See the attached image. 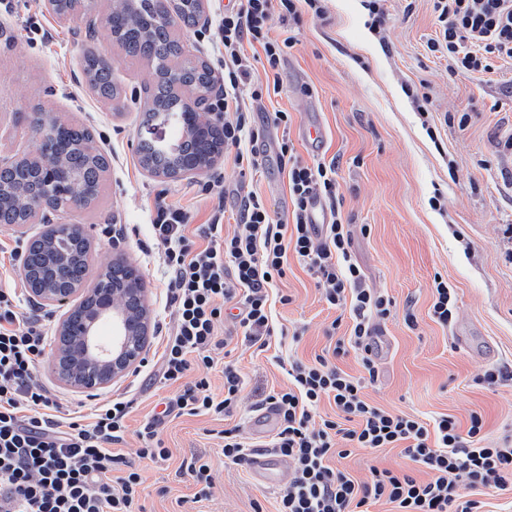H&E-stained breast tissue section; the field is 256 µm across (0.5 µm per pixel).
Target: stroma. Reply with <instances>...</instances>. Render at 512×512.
Returning <instances> with one entry per match:
<instances>
[{
	"mask_svg": "<svg viewBox=\"0 0 512 512\" xmlns=\"http://www.w3.org/2000/svg\"><path fill=\"white\" fill-rule=\"evenodd\" d=\"M0 10V152L35 149L38 139L30 108L41 105L68 113L94 129L96 144L109 160L101 197L74 213L72 222L91 236L89 277L101 266L124 259L138 267L144 301L153 320L166 317L161 271L139 242L150 239L149 224L158 194L188 210L192 225L207 223L215 199L197 188L211 176L224 177V228L233 230L236 201L260 193L277 214L292 210L288 180L276 156L254 180H242L232 159L217 157L193 176H149L136 150L142 104L133 92L152 73L143 60L125 59L106 25L93 38L111 57L123 96L107 104L83 80L84 32L59 23L44 0H12ZM323 20L303 14L293 31L298 39L281 70L278 95L254 107L256 122L283 110L291 121L288 137L306 163L336 160L342 217L352 234V257L367 283L396 301L391 318L378 332L384 349L379 378L367 389L371 401L423 419L455 416L468 426L481 413L488 439L512 436V379L494 387L476 384L482 370L512 372V61L498 62L491 74L449 76L445 62L428 56L426 43L437 25L431 0H383L386 33L378 35L365 0H324ZM425 87L434 102L421 118L406 88ZM322 123L326 140L321 154L302 139L307 114ZM113 225L104 236V225ZM281 284L292 295L276 305L278 324L299 331L296 342L278 347L279 355L308 361L328 343L325 328L334 317L310 275L296 259ZM442 274L454 289L457 315L442 326L431 320V285ZM417 319L405 323L406 313ZM246 387L237 419L248 427L257 401L287 385L283 372L266 355L240 348L235 352ZM130 376L101 390V397L129 391ZM133 391V390H130ZM135 409L122 453L138 468L145 512H176L191 501L192 512H252L261 502L274 512L277 489L258 486L248 469L225 462L220 453L223 421L184 416L161 426L171 458L153 463L138 458L136 431L156 400L168 390L148 381L133 391ZM201 456L213 468L209 500L194 502V486L180 473L182 460ZM399 449L356 451L339 460L340 469L363 479L370 467L400 469Z\"/></svg>",
	"mask_w": 512,
	"mask_h": 512,
	"instance_id": "1",
	"label": "stroma"
}]
</instances>
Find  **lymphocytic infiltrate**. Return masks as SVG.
<instances>
[{"label": "lymphocytic infiltrate", "instance_id": "1", "mask_svg": "<svg viewBox=\"0 0 512 512\" xmlns=\"http://www.w3.org/2000/svg\"><path fill=\"white\" fill-rule=\"evenodd\" d=\"M438 32L426 48L448 64L449 74L491 73L498 61L512 60V0H432ZM322 18L321 0H238L210 28L208 39L224 64L223 90L211 100L222 115L224 152L240 175L256 176L264 165L258 145L269 128L281 130L278 162L286 170L293 204L279 217L251 191L237 203L233 231L224 228V211L189 235L187 210L157 197L152 220L154 257L162 267L165 303L173 323L160 338V351L142 360L143 372L174 387L163 415L144 420L137 431L139 458L155 463L171 456L161 437L166 415L214 416L226 425L219 436L225 461L244 467L255 452L232 418L239 409L245 379L235 360L224 363V391L212 392L207 376L218 354L231 344L218 329L231 320L243 344L268 350L273 337H287L274 319L276 304H290L279 284L289 258L312 275L335 318L327 328L333 347L308 362L289 361L288 385L270 391L279 422L269 446L288 458L292 474L278 496L277 512H370L386 502L392 512H484L483 491L512 484V440H488L482 414L468 428L456 417L427 422L391 411L368 399L377 381L373 357L376 324L396 306L383 291L364 285L352 260V240L338 208L335 161L303 163L285 136L286 111H274L268 126H256L253 104L278 94L279 71L297 43L295 35H272L270 20ZM259 45L250 57L245 45ZM319 198L333 216L314 229L308 210ZM348 333H341L343 320ZM44 314L26 303L15 279L0 286V512H143L142 478L120 453L133 402L104 400L89 414L63 417L49 390L37 380L47 356ZM358 358L362 375L338 365ZM334 405L319 415L321 402ZM399 449L400 470L371 467L358 480L333 466L353 450Z\"/></svg>", "mask_w": 512, "mask_h": 512}]
</instances>
